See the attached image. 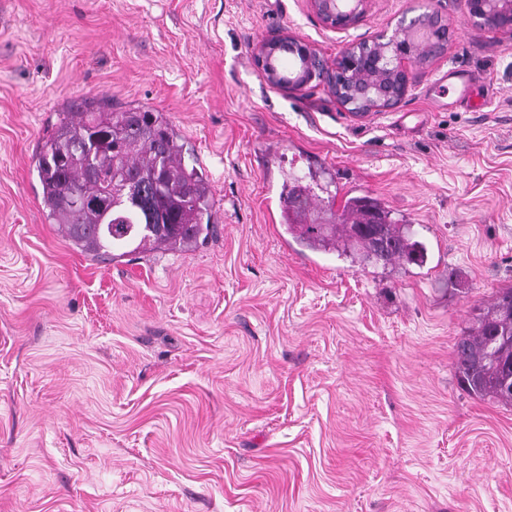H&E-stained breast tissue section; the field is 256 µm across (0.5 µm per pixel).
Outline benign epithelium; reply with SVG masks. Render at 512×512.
Returning <instances> with one entry per match:
<instances>
[{
  "label": "benign epithelium",
  "mask_w": 512,
  "mask_h": 512,
  "mask_svg": "<svg viewBox=\"0 0 512 512\" xmlns=\"http://www.w3.org/2000/svg\"><path fill=\"white\" fill-rule=\"evenodd\" d=\"M369 0H308L311 10L327 28L348 30L357 25ZM471 23L479 29H495L512 34V0H465ZM448 39V24L442 15L430 12L410 21L401 18L387 42L378 50L391 54L393 68L384 76L373 75L372 56L358 50L359 43L348 44L333 68L328 67L320 53L296 38L283 34L260 43L255 59L267 81L282 89H296L314 79L327 83L335 96L342 87L371 101L369 111L393 109L406 95L411 83L412 51L418 57L439 54Z\"/></svg>",
  "instance_id": "7a95c632"
}]
</instances>
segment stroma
I'll list each match as a JSON object with an SVG mask.
<instances>
[{
  "mask_svg": "<svg viewBox=\"0 0 512 512\" xmlns=\"http://www.w3.org/2000/svg\"><path fill=\"white\" fill-rule=\"evenodd\" d=\"M438 11L445 50L393 109L254 53ZM478 111L435 110L448 71ZM164 113L208 180L190 251L101 263L47 220L35 154L82 101ZM409 222L423 264L301 247L289 173ZM512 286V37L464 0H371L345 32L307 0H0V512H512V402L457 384L454 345Z\"/></svg>",
  "mask_w": 512,
  "mask_h": 512,
  "instance_id": "35a3bbf8",
  "label": "stroma"
}]
</instances>
